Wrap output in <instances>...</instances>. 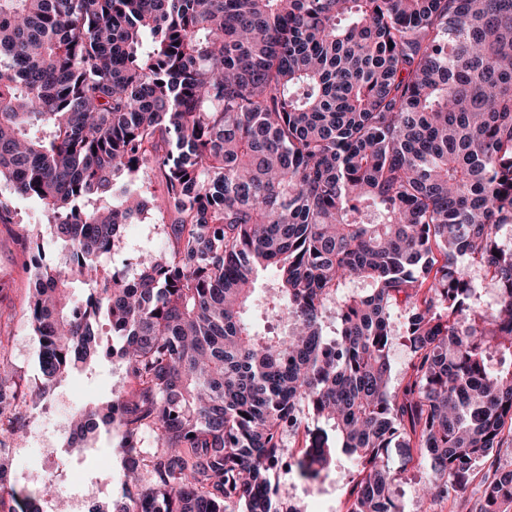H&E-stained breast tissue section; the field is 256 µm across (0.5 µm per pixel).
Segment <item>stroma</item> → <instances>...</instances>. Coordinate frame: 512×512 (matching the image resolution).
I'll use <instances>...</instances> for the list:
<instances>
[{
	"instance_id": "stroma-1",
	"label": "stroma",
	"mask_w": 512,
	"mask_h": 512,
	"mask_svg": "<svg viewBox=\"0 0 512 512\" xmlns=\"http://www.w3.org/2000/svg\"><path fill=\"white\" fill-rule=\"evenodd\" d=\"M11 205L15 214L13 223L0 224V283L8 289L7 295L0 298V331L11 338L7 352L9 362L18 375L35 385L39 382V345L25 315L29 273L22 239L27 235L39 238L46 254L58 259L63 256V246L46 232L43 209L37 201L15 196L11 199ZM166 246L161 225L131 224L127 226L116 252L118 257L133 258L146 251L163 250ZM120 384L121 373L117 360L104 357L96 363L92 373L73 374L50 393L44 405L30 409L26 426L28 437L12 453V470L18 476L17 487L31 489V482L24 478L25 464L40 445L53 448L63 445L57 433L41 440L36 438V431L46 423V411H54L56 421L69 422L71 403L109 399L112 390L118 389ZM71 457L75 463L70 473L71 479L81 483L91 479L107 487L111 497L121 495L120 455L116 449L111 448L106 434H99L89 447L73 450ZM386 461L390 469L404 479L395 491L403 512H474L478 495L471 491L457 498L430 504L417 501L412 485L413 480L419 476V459L415 449H389ZM336 482L335 469L324 471L315 483L316 495L304 498L301 502L302 512H346L349 489L345 486L337 487Z\"/></svg>"
}]
</instances>
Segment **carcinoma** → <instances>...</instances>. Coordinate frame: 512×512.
Segmentation results:
<instances>
[{"label": "carcinoma", "mask_w": 512, "mask_h": 512, "mask_svg": "<svg viewBox=\"0 0 512 512\" xmlns=\"http://www.w3.org/2000/svg\"><path fill=\"white\" fill-rule=\"evenodd\" d=\"M0 186L66 249L24 240L43 383L0 336V472L22 407L92 371L107 325L127 386L69 445L114 441L111 512H278L308 411L329 431L297 467L345 457L347 512H402L389 448L418 450L422 502L482 471L477 512L512 506V0H0ZM144 219L168 248L113 274ZM263 271L280 333L244 317ZM59 493L0 482V512ZM305 437L303 434L299 436H288L285 438V448H283V456L278 465V467L272 472V483L276 484L278 487V496L277 503L279 499H287L288 503H284L282 507V512H295L298 509L297 504L295 503V499L300 494L306 496L312 492V488L308 485H304L300 487L301 493H299V489L295 488V493L288 497V491H291L294 485L302 484L305 481L302 480L296 471L295 463L299 458L304 448Z\"/></svg>", "instance_id": "carcinoma-1"}]
</instances>
